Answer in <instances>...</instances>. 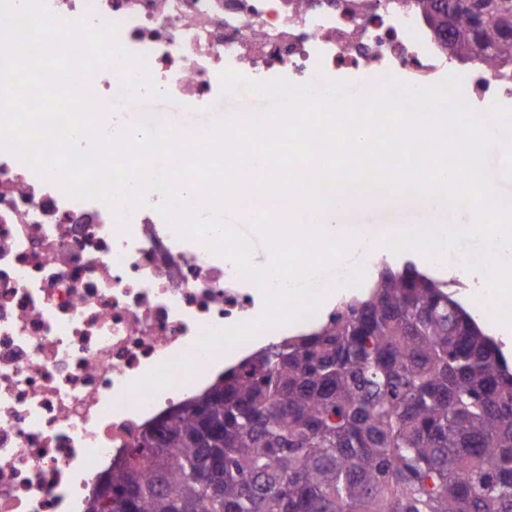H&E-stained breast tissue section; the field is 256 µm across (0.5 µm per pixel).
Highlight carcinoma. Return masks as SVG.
Instances as JSON below:
<instances>
[{
    "label": "carcinoma",
    "mask_w": 512,
    "mask_h": 512,
    "mask_svg": "<svg viewBox=\"0 0 512 512\" xmlns=\"http://www.w3.org/2000/svg\"><path fill=\"white\" fill-rule=\"evenodd\" d=\"M421 0L456 54L512 58V5ZM122 512H512V364L448 283L381 259L315 330L147 427Z\"/></svg>",
    "instance_id": "cac0c4a2"
}]
</instances>
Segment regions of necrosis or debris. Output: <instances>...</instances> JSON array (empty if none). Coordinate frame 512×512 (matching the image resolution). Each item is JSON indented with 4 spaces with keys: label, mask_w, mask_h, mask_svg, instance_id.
I'll return each mask as SVG.
<instances>
[{
    "label": "necrosis or debris",
    "mask_w": 512,
    "mask_h": 512,
    "mask_svg": "<svg viewBox=\"0 0 512 512\" xmlns=\"http://www.w3.org/2000/svg\"><path fill=\"white\" fill-rule=\"evenodd\" d=\"M46 3L117 23L155 85L196 108L221 99L228 70L297 86L341 70L424 86L451 73L472 110L512 100V63L451 57L417 0ZM147 200L122 233L104 203L0 152V512H88L145 427L223 373V354L197 348L200 330L264 308L268 288L208 237L178 235L159 193Z\"/></svg>",
    "instance_id": "obj_1"
}]
</instances>
